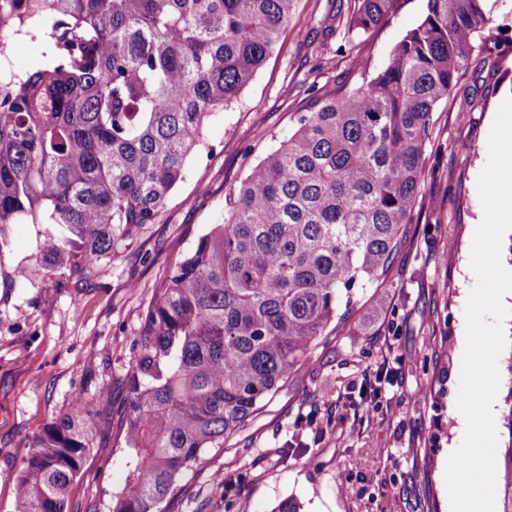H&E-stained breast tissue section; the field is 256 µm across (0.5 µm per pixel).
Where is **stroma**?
Wrapping results in <instances>:
<instances>
[{
	"label": "stroma",
	"instance_id": "35a3bbf8",
	"mask_svg": "<svg viewBox=\"0 0 512 512\" xmlns=\"http://www.w3.org/2000/svg\"><path fill=\"white\" fill-rule=\"evenodd\" d=\"M489 37L508 72L480 73L487 88L467 117L455 104L431 118L438 146L429 157L418 223L407 225L389 279L360 292L358 335L320 346L288 384L223 447L207 450L182 481L170 512H271L296 498L303 512H450L447 459L462 443L456 401L466 344L465 305L477 278L471 247L483 210L478 177L502 102L512 96V0ZM337 0H295L277 51L227 110L207 124L155 223L97 261L90 277L72 274L84 249L71 240L62 263L47 267L38 244L54 224H16L0 250V512H14L15 482L33 439L76 399L100 403L97 434L68 512H109L125 484L126 378L141 316L165 270L211 225L248 168L285 140L307 111L310 85L332 88L351 64L324 19ZM425 0H404L361 49L387 64L415 27ZM314 464H307V457ZM242 476L224 490L216 474Z\"/></svg>",
	"mask_w": 512,
	"mask_h": 512
}]
</instances>
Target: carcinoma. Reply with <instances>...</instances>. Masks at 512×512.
Instances as JSON below:
<instances>
[{
  "label": "carcinoma",
  "instance_id": "carcinoma-1",
  "mask_svg": "<svg viewBox=\"0 0 512 512\" xmlns=\"http://www.w3.org/2000/svg\"><path fill=\"white\" fill-rule=\"evenodd\" d=\"M382 68L352 56L355 83L314 96L295 130L224 199V222L171 265L141 323L127 378L124 489L111 512H167L183 475L243 429L347 323L355 290L383 285L413 223L432 112L496 73V4L426 0ZM293 0H0V248L12 224H59L85 248L73 273L152 224L204 142L273 55ZM401 0H353L331 18L356 49ZM48 33L42 65L4 47ZM76 401L32 443L15 512H67L96 434ZM496 462L497 512H512V385Z\"/></svg>",
  "mask_w": 512,
  "mask_h": 512
}]
</instances>
